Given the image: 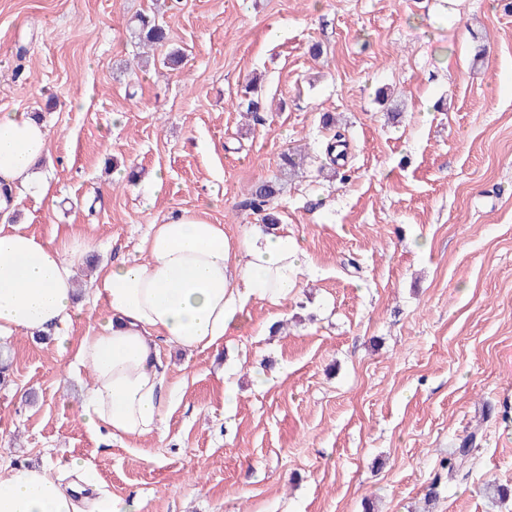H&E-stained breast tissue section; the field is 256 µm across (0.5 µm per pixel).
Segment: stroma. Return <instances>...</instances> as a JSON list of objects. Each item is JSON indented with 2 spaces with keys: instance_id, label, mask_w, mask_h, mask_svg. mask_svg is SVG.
Returning <instances> with one entry per match:
<instances>
[{
  "instance_id": "1",
  "label": "stroma",
  "mask_w": 512,
  "mask_h": 512,
  "mask_svg": "<svg viewBox=\"0 0 512 512\" xmlns=\"http://www.w3.org/2000/svg\"><path fill=\"white\" fill-rule=\"evenodd\" d=\"M141 12L170 34L150 58ZM0 111L47 125L54 195L17 189L8 221L94 240L80 296L184 211L251 237L249 191L292 150L273 208L313 267L283 317L258 302L218 348L161 345V438L88 431V369L0 340L1 466L82 486L78 512H512L486 492L512 489V0H0Z\"/></svg>"
}]
</instances>
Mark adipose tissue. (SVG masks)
Instances as JSON below:
<instances>
[{
  "mask_svg": "<svg viewBox=\"0 0 512 512\" xmlns=\"http://www.w3.org/2000/svg\"><path fill=\"white\" fill-rule=\"evenodd\" d=\"M49 131L31 112L0 113V213L11 214L14 190L48 194L41 167ZM93 249L74 236L51 242L0 228V339L58 332L80 308L75 274ZM141 257L96 271L91 294L107 317L82 336L76 360L92 384L82 406L86 426L115 438L161 436L168 400L160 343L185 350L219 345L250 317L249 305L282 307L310 261L298 241L273 227L234 243L223 225L186 211L151 225ZM66 348V337L57 339ZM0 512H76L49 470L0 469Z\"/></svg>",
  "mask_w": 512,
  "mask_h": 512,
  "instance_id": "adipose-tissue-1",
  "label": "adipose tissue"
}]
</instances>
